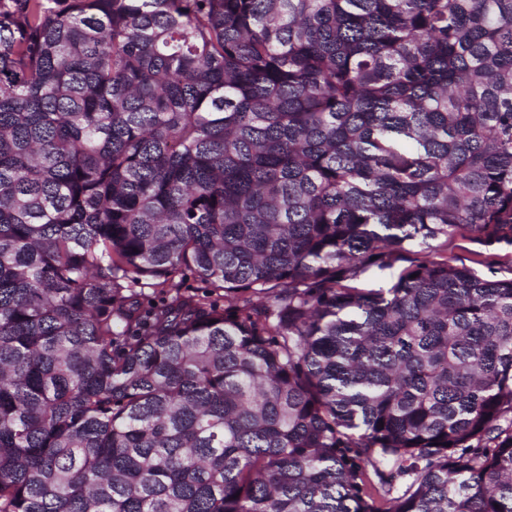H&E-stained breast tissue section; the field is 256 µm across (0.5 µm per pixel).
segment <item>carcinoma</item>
Instances as JSON below:
<instances>
[{
  "instance_id": "cac0c4a2",
  "label": "carcinoma",
  "mask_w": 512,
  "mask_h": 512,
  "mask_svg": "<svg viewBox=\"0 0 512 512\" xmlns=\"http://www.w3.org/2000/svg\"><path fill=\"white\" fill-rule=\"evenodd\" d=\"M465 233L512 0H0V512H512ZM406 265V262H397L391 269H370L362 276V287L369 289L389 288L396 280L399 271Z\"/></svg>"
}]
</instances>
